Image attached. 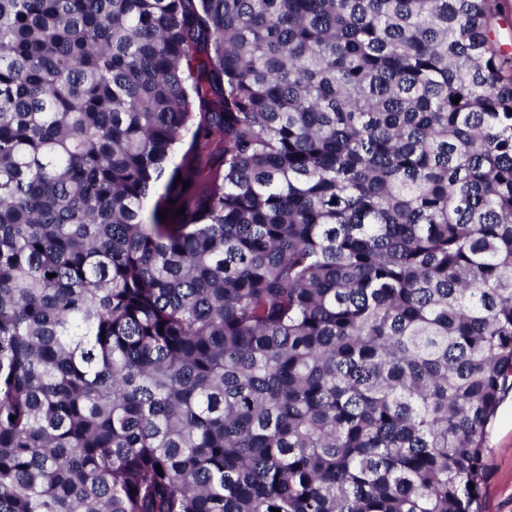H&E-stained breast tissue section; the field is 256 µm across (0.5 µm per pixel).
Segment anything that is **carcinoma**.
<instances>
[{"instance_id": "carcinoma-1", "label": "carcinoma", "mask_w": 512, "mask_h": 512, "mask_svg": "<svg viewBox=\"0 0 512 512\" xmlns=\"http://www.w3.org/2000/svg\"><path fill=\"white\" fill-rule=\"evenodd\" d=\"M496 13L0 0V512H482Z\"/></svg>"}]
</instances>
